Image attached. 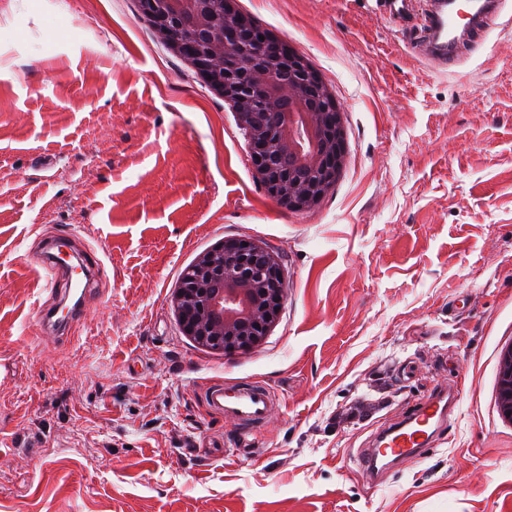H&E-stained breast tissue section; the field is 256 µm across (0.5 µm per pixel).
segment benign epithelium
<instances>
[{"instance_id": "7a95c632", "label": "benign epithelium", "mask_w": 512, "mask_h": 512, "mask_svg": "<svg viewBox=\"0 0 512 512\" xmlns=\"http://www.w3.org/2000/svg\"><path fill=\"white\" fill-rule=\"evenodd\" d=\"M160 39L230 101L268 194L298 211L333 189L346 159L342 112L320 74L287 43L257 27L236 0H144ZM264 39H259V36ZM277 110L267 119L263 108ZM287 292L282 255L227 238L200 253L170 302L196 347L235 354L265 343ZM498 409L512 423V343L501 353Z\"/></svg>"}]
</instances>
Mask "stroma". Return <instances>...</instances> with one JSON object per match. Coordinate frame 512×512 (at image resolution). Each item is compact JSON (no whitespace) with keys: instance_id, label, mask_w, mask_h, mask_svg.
Returning <instances> with one entry per match:
<instances>
[{"instance_id":"obj_1","label":"stroma","mask_w":512,"mask_h":512,"mask_svg":"<svg viewBox=\"0 0 512 512\" xmlns=\"http://www.w3.org/2000/svg\"><path fill=\"white\" fill-rule=\"evenodd\" d=\"M322 75L346 162L314 209L257 177L234 109L142 0H0V512H512V0L447 70L417 19L374 0H237ZM99 263L66 335L39 243ZM280 252L281 319L227 355L184 336L180 274L221 239ZM261 381L255 450L208 383ZM459 395L435 447L378 484L346 467L432 387ZM497 399L501 416L512 423V344L506 346L501 353ZM507 412H510V416H507Z\"/></svg>"}]
</instances>
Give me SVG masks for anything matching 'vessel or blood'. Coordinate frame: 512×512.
<instances>
[{
  "label": "vessel or blood",
  "mask_w": 512,
  "mask_h": 512,
  "mask_svg": "<svg viewBox=\"0 0 512 512\" xmlns=\"http://www.w3.org/2000/svg\"><path fill=\"white\" fill-rule=\"evenodd\" d=\"M424 21L412 44L433 69L448 67V53L452 43L458 42V16L448 10V0H423ZM68 298L72 304L66 313L46 309L41 314L43 324H60L68 329L79 327L84 318L80 300L85 292L82 280L67 282ZM205 400L210 410L225 422L240 427L241 432L225 450L227 456L238 458L249 453L258 432L272 418L279 404L270 387L259 382L225 385L223 381L209 384ZM455 400L436 391L422 398L413 412L401 423L382 430L375 447L364 448L351 457L354 468L374 477L387 464H399L426 453L438 432L439 423Z\"/></svg>",
  "instance_id": "b4317fda"
}]
</instances>
